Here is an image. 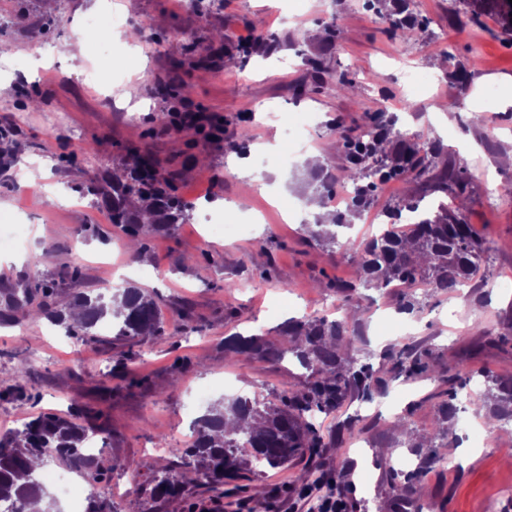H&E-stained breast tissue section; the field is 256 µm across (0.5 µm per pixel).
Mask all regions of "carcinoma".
Instances as JSON below:
<instances>
[{"instance_id":"cac0c4a2","label":"carcinoma","mask_w":512,"mask_h":512,"mask_svg":"<svg viewBox=\"0 0 512 512\" xmlns=\"http://www.w3.org/2000/svg\"><path fill=\"white\" fill-rule=\"evenodd\" d=\"M473 17L485 12H501L505 0H462ZM390 19L392 31L403 35H421L423 28L408 19ZM365 151L348 153V182L356 191L353 207L334 219L353 218L369 206L368 189L374 179L410 174L420 194L410 195L385 208L388 216L403 211L417 212L426 206L421 220L403 233L388 232L367 241L348 240L344 246L358 267V279L341 285V292L352 294L359 288L381 289L391 284L422 283L434 292H446L472 279L481 266L483 238L474 226L462 218L466 183L464 166L438 167L439 149L419 135H407L395 129L394 120L377 112L356 141ZM83 192L108 207L110 221L125 229L129 238L150 233H167L186 221L188 204L175 194L162 174L159 161L149 152L135 150L112 169V176L88 179ZM79 277L72 279L75 304L82 310L79 318L66 324L68 335L84 342L98 336V326L106 323L115 330L112 342L144 344L165 335L160 298L139 288L120 287L112 296L92 295L78 288ZM55 284L36 279L20 288L0 289V325L24 317L51 312L50 299ZM283 340L261 336H230L225 349L247 359L278 362L290 355L314 371L312 381L303 389L285 393L278 402L257 396H238L227 403L209 407L193 424V440L188 448H172L177 461L151 479L152 496L175 502L183 498L189 474L199 475L215 490L240 477L249 466L279 468L302 457L308 448H326L329 443L317 427L315 415L331 414L353 399L372 400V392L383 385L382 373L395 376L426 371L415 346L392 348L381 357L379 368L356 364L344 358L343 344L348 324L315 317L307 321L290 320L281 329ZM30 368L26 363L14 371L11 393H23ZM488 391H497V407L487 408L471 401L475 411L484 413L485 424L492 429L512 419V382L504 384L483 372ZM448 384L449 403L442 406L424 438L433 462L445 459L452 436L447 427L459 408L452 403L467 379L458 374L440 377ZM76 416L67 418L43 414L21 428L0 435V505L10 512H57L35 474L43 467L67 460L89 478L87 512H116L108 493L110 470L121 467L112 461L104 467L85 457V439L91 433L112 431L100 428L96 416L74 404Z\"/></svg>"}]
</instances>
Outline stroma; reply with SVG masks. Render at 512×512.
Instances as JSON below:
<instances>
[{"label": "stroma", "instance_id": "1", "mask_svg": "<svg viewBox=\"0 0 512 512\" xmlns=\"http://www.w3.org/2000/svg\"><path fill=\"white\" fill-rule=\"evenodd\" d=\"M408 9L425 24L424 38L393 35L363 0H203L189 9L181 0H0V130L10 135V156L0 161V225L29 229L19 248L0 253V288L54 281L64 310L72 273L96 293L123 280L161 297L167 321L165 336L131 347L111 343L107 330L84 343L43 318L1 326L0 391L19 363H29L31 376L23 394L0 398V433L42 412L67 414L75 402L92 409L112 432L103 462L122 463L110 474L118 512H319L327 497L352 499L357 512H407L409 496L423 512H487L512 484L504 451L472 452L466 463L435 470L415 440L448 401L441 375L468 378L462 401L484 392L483 373L512 379V290L494 286L512 275V195L501 191L512 186V42L498 16L472 21L459 0H408ZM105 10L125 14L124 37L73 59L68 47L84 19ZM48 42L61 53L45 51ZM91 69L99 85L88 83ZM341 77L352 89L330 94L326 83ZM107 93L113 106L101 101ZM162 111L170 115L164 125L156 120ZM270 112L277 121H267ZM306 112L323 119L309 134L311 151L340 179L347 138L377 112L439 145L449 162L466 163L465 219L486 238L476 287L417 288L410 313L398 288H361L349 299L338 291L356 276L340 241L369 239L379 227L357 217L337 229L335 245L306 231L317 184L300 158L285 163L280 152ZM89 143L95 165L70 161ZM236 146L255 148L249 171L263 184L281 183L277 199L256 191L246 211L231 207L242 181L230 154ZM134 148L159 160L192 207L187 223L146 236L144 263L106 209L79 192L95 168ZM41 165L46 171L27 195L14 173ZM53 189L67 203L51 202ZM204 212L236 225L235 234L210 236ZM254 213L262 223H252ZM309 315L347 319L355 331L346 354L357 362L376 364L388 348L414 345L434 375L387 379L372 400L319 417L325 435L344 420L359 428L340 446L244 472L224 492L198 481L176 506L154 499L149 481L172 458L152 450L188 447L198 389L213 399H274L308 381L309 370L293 359L226 353L225 337L274 339L284 322ZM400 415L410 434L394 427ZM378 448L407 457V470L373 457Z\"/></svg>", "mask_w": 512, "mask_h": 512}]
</instances>
